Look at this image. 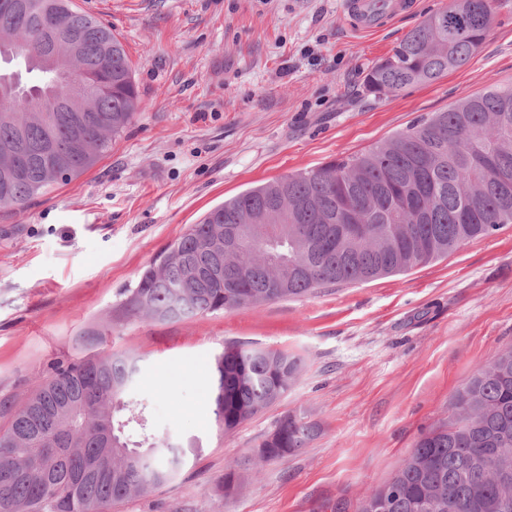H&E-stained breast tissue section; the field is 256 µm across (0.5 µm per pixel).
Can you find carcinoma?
<instances>
[{"instance_id": "1", "label": "carcinoma", "mask_w": 512, "mask_h": 512, "mask_svg": "<svg viewBox=\"0 0 512 512\" xmlns=\"http://www.w3.org/2000/svg\"><path fill=\"white\" fill-rule=\"evenodd\" d=\"M495 0H453L413 28L364 77L387 98L468 64L493 23ZM67 16L45 53L43 24ZM0 207L78 176L122 136L138 109L122 43L74 0H0ZM512 223V85L469 95L380 145L285 175L212 208L168 244L124 292L134 318L180 294L212 314L402 274ZM288 229L273 274L252 225ZM235 225L243 252L215 276L216 246ZM298 357L228 345L214 359L212 413L224 432L295 383ZM140 371L131 353L57 362L17 408L0 404V512H102L154 493L185 465L186 449L157 438L148 405L126 397ZM448 422L422 434L360 512H512V349L496 354L448 403ZM138 431L130 439L128 429ZM317 427L289 414L258 444L259 460L307 447ZM256 460L236 462L224 491Z\"/></svg>"}]
</instances>
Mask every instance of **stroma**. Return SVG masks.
<instances>
[{
	"label": "stroma",
	"instance_id": "35a3bbf8",
	"mask_svg": "<svg viewBox=\"0 0 512 512\" xmlns=\"http://www.w3.org/2000/svg\"><path fill=\"white\" fill-rule=\"evenodd\" d=\"M110 27L139 108L83 174L0 209V402L20 406L57 360L133 352L131 389L158 438L193 444L178 476L109 512H358L448 402L512 348V224L406 273L178 321L126 318L125 289L212 207L297 171L364 151L459 99L512 84V0L467 65L389 98L363 78L450 0L374 33L344 0H74ZM284 351L300 376L233 432L211 410L225 344ZM319 426L299 453L243 471L288 413Z\"/></svg>",
	"mask_w": 512,
	"mask_h": 512
}]
</instances>
